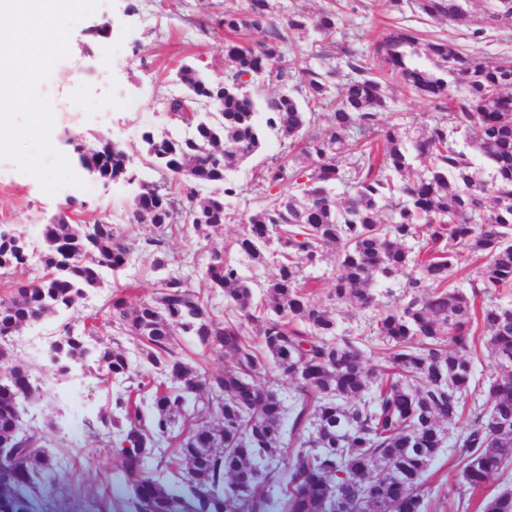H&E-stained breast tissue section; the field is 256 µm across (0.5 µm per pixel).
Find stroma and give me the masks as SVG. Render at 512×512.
I'll use <instances>...</instances> for the list:
<instances>
[{"instance_id": "stroma-1", "label": "stroma", "mask_w": 512, "mask_h": 512, "mask_svg": "<svg viewBox=\"0 0 512 512\" xmlns=\"http://www.w3.org/2000/svg\"><path fill=\"white\" fill-rule=\"evenodd\" d=\"M240 3L102 0L72 26L68 57L54 65L36 90L50 103L51 145L66 158L78 184H66L50 193L15 160L0 158V227L21 231L26 238L28 275L42 274L43 228L68 203L73 206L75 223L105 218L125 235L141 238L152 234L151 225L130 227L125 223L139 183L161 179L144 159L142 135L173 130L165 99L183 90L176 79L181 66H195L209 79L222 74L226 34L221 20L225 8ZM492 6L493 0H467L465 4L473 27L485 30L479 54L493 62L512 59V27L484 24ZM344 18L345 36L358 37L364 48L370 47L385 26L377 0H346ZM105 46L112 49L107 63L95 55L96 48ZM391 96L387 118L406 125L411 134H419L429 123L433 106L398 87ZM84 98L108 99L112 106L105 112H85L80 108ZM106 141L127 153V179L105 183L82 169L81 152ZM283 150L275 136H268L263 151L233 171V178L248 190L226 199V219L212 235L215 243L228 244L239 236L240 214L259 204L256 192L249 189L256 172ZM118 289L137 299L155 294L156 280L147 255H140L119 273L104 272L101 288L90 292L83 302V315L98 312ZM71 318L68 312L46 317L40 325L15 336L13 349L17 360L35 370L43 398L34 423L44 430L45 445L60 465L61 479L51 495L49 512H97L106 499L123 498L125 487L120 457L104 448L102 432L89 429L86 422L112 412L108 392L121 390L122 385L105 386L98 373L87 370L62 374L48 363L50 341ZM457 455V448L451 446L438 455L428 479L424 512H476L478 496L459 486L454 465Z\"/></svg>"}]
</instances>
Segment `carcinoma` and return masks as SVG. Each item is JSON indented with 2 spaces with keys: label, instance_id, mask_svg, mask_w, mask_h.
<instances>
[{
  "label": "carcinoma",
  "instance_id": "obj_1",
  "mask_svg": "<svg viewBox=\"0 0 512 512\" xmlns=\"http://www.w3.org/2000/svg\"><path fill=\"white\" fill-rule=\"evenodd\" d=\"M390 14H418L469 27L460 0H382ZM223 83L185 66L184 92L168 100L184 128L143 135L149 164L163 176L143 184L128 221L155 233L128 240L105 220L74 224L61 213L43 230L41 276L12 281L0 298V351L21 329L79 308L134 254L151 258L158 292L111 298L102 316L71 320L50 343L58 372L73 364L105 383L126 384L117 413L100 416L105 447L121 456L130 483L125 512H422L426 474L451 438L461 483L474 494L512 465V60L491 62L453 37L424 39L394 26L369 49L336 42L334 8L275 15L270 0L224 11ZM487 23H512V0H497ZM310 36L306 47L294 34ZM423 48L432 68L413 64ZM284 92L265 96L260 82ZM433 105L417 138L384 118L390 84ZM325 117L326 126L316 122ZM272 133L289 151L264 165L259 206L242 215L232 246L211 244L224 202L249 190L228 177ZM465 144L491 163L486 178ZM104 181L127 178L114 145L91 157ZM211 187L210 195L199 192ZM207 209L211 223H184ZM191 227L206 263L170 252L167 238ZM334 251L331 298L311 299L307 270ZM239 253L276 274L257 286ZM480 260L466 292L449 284L461 258ZM27 251L0 237V269L24 272ZM224 297V308L210 294ZM368 312L366 336L341 329L340 306ZM141 342L134 365L120 345L92 344L99 322ZM193 336L232 360L210 374L183 348ZM384 352L367 363L364 343ZM483 344L493 373L484 403H470L468 349ZM293 384V400L277 392ZM262 379L264 386L255 384ZM151 394L145 414L138 395ZM29 367L0 363V512H41L58 477L45 436L16 403L37 410ZM465 430L454 436L459 420ZM166 441L179 464L175 481L148 472ZM479 512H512V487L484 497Z\"/></svg>",
  "mask_w": 512,
  "mask_h": 512
}]
</instances>
